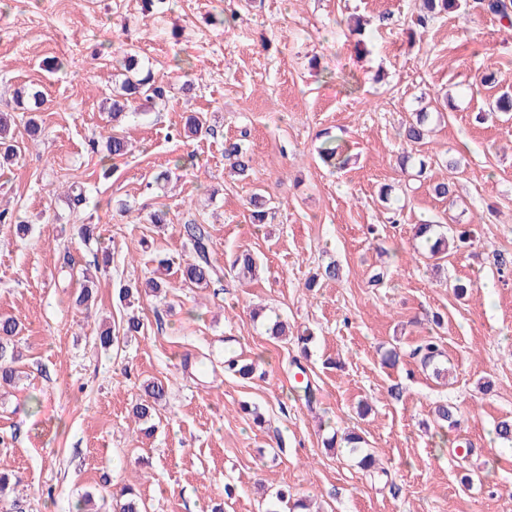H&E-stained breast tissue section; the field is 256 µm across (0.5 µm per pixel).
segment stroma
I'll return each instance as SVG.
<instances>
[{
    "label": "stroma",
    "mask_w": 512,
    "mask_h": 512,
    "mask_svg": "<svg viewBox=\"0 0 512 512\" xmlns=\"http://www.w3.org/2000/svg\"><path fill=\"white\" fill-rule=\"evenodd\" d=\"M419 8L173 0L145 14L140 0H0V109L24 85L44 96L41 137L17 134V157L0 168V209L31 226L21 238L0 224V316L20 322L22 354L19 379L0 390V463L19 479L0 512H77L82 495L126 484L147 512H266L280 489L319 512H512V447L493 435L512 418V265L497 262L512 256V119L477 120L494 90L473 83L488 68L512 86V32L468 9L416 33ZM231 13V30L212 24ZM350 17L367 22L366 51L355 48ZM130 47L170 76L171 89L165 103L138 101L124 125L133 150L106 163L90 143L107 123L112 66ZM51 58L63 69L47 71ZM423 108L446 114L430 122L421 150L432 165L420 177L397 166V132ZM197 112L208 133L180 137ZM325 131L349 142L345 168L319 160ZM238 138L252 157L244 180L224 159L225 141ZM189 153L198 167L159 189L155 176ZM448 176L454 208L431 190ZM72 183L87 188V205L71 208L63 188ZM257 189L274 203L264 224L248 208ZM156 211L165 226L149 222ZM447 212L474 236L450 248L438 273L413 227ZM193 221L208 225L216 265L248 250L256 277L223 269L208 287L183 285L178 267L191 246L182 226ZM82 224L96 225V240L78 237ZM66 249L83 264L111 253L93 273L90 310L75 306L80 284L60 269ZM332 261L339 280L307 289ZM376 268L387 277L373 286ZM150 277L169 282L166 298L141 300L142 332L101 349L100 325L118 330L126 318L121 286ZM458 282L466 297L456 296ZM259 305L293 334L312 335L307 358L251 318ZM429 336L444 351L446 379L412 356ZM391 348L400 354L393 367L382 362ZM228 352L255 364L254 374L225 371ZM300 370L313 404L295 390ZM149 380L167 388L150 437L128 417ZM439 402L458 408V427L435 422ZM351 430L378 472L344 446L323 448Z\"/></svg>",
    "instance_id": "stroma-1"
}]
</instances>
